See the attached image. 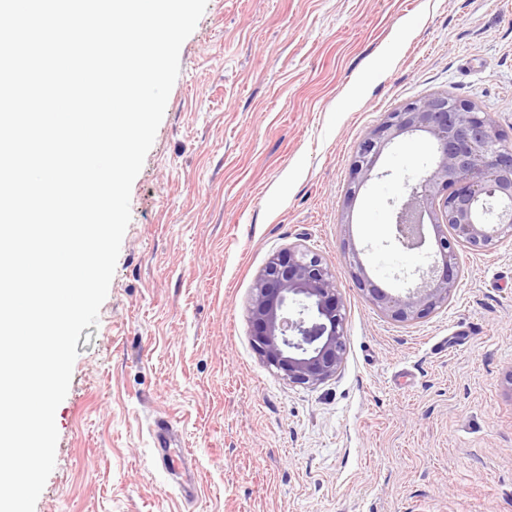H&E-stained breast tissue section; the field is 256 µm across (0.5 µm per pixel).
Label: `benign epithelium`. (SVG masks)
<instances>
[{
    "instance_id": "benign-epithelium-1",
    "label": "benign epithelium",
    "mask_w": 512,
    "mask_h": 512,
    "mask_svg": "<svg viewBox=\"0 0 512 512\" xmlns=\"http://www.w3.org/2000/svg\"><path fill=\"white\" fill-rule=\"evenodd\" d=\"M421 134L433 149L423 175L394 208V240L432 245L434 263L400 293L379 286L359 260L353 276L386 318L409 323L448 305L458 287L461 249L488 251L512 236V138L472 103L434 95L405 103L359 143L347 199L371 179L386 148ZM255 348L289 382L317 385L336 376L346 352L345 317L336 278L322 258L294 246L274 253L251 297Z\"/></svg>"
}]
</instances>
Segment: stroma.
I'll return each instance as SVG.
<instances>
[{
    "label": "stroma",
    "instance_id": "obj_1",
    "mask_svg": "<svg viewBox=\"0 0 512 512\" xmlns=\"http://www.w3.org/2000/svg\"><path fill=\"white\" fill-rule=\"evenodd\" d=\"M179 62L35 512H512V237L396 323L350 262L389 289L427 266L392 222L430 143L401 139L346 199L358 144L406 102H471L512 136V0H208ZM295 245L344 305V362L315 386L253 342L255 280Z\"/></svg>",
    "mask_w": 512,
    "mask_h": 512
}]
</instances>
